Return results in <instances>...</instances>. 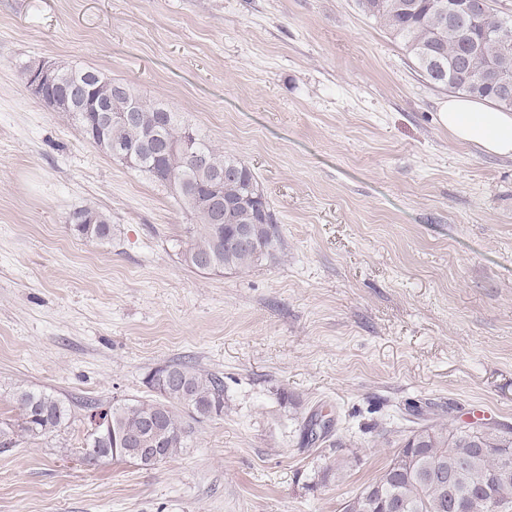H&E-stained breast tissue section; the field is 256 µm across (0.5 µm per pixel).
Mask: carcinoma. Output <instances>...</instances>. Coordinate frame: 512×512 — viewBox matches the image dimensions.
Wrapping results in <instances>:
<instances>
[{
	"label": "carcinoma",
	"mask_w": 512,
	"mask_h": 512,
	"mask_svg": "<svg viewBox=\"0 0 512 512\" xmlns=\"http://www.w3.org/2000/svg\"><path fill=\"white\" fill-rule=\"evenodd\" d=\"M437 0H357L360 11L380 22L400 41L421 77L435 88L488 99L512 110L499 99L497 77L512 73V43L500 40L492 30L512 27V16L500 14L478 26L451 23L439 11ZM60 79L68 84L86 81L94 72L57 64ZM112 80L102 73L91 83V96L109 106L116 119L88 128L97 113H72L85 138L106 153L115 146L126 150L125 163L167 186L173 198L190 216L186 227L189 246L182 253L188 266L202 273L249 270L278 250L277 217L250 166L235 155L216 148L198 129L180 120L178 113L158 101L146 100L130 85L117 94ZM137 119L126 122L117 116L131 107ZM159 112L169 113L164 125L156 124ZM160 140L177 146L163 157L148 148ZM221 183L224 200L235 203L230 223L214 224L208 211L195 204V192L213 182ZM86 224L73 230L85 239L112 238V224L97 209L85 206ZM249 231L255 241L250 249L226 244L233 230ZM147 383L159 394L148 401L124 402L104 410L93 402L84 404L94 422L87 438L84 458H128L141 466L155 462L141 456L127 443L131 435L160 441L163 459L183 447L187 430L173 404L198 416L224 413V381L202 372L188 362H173L154 369ZM20 411V430L30 437L58 431L70 418V408L44 390L21 389L13 394ZM161 420L157 431L146 429L148 419ZM458 512H499L512 506V431L485 426L466 430L460 426L426 425L410 431L393 452L382 476L346 501L342 512H449L450 502Z\"/></svg>",
	"instance_id": "obj_1"
}]
</instances>
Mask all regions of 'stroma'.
I'll return each mask as SVG.
<instances>
[{"label":"stroma","mask_w":512,"mask_h":512,"mask_svg":"<svg viewBox=\"0 0 512 512\" xmlns=\"http://www.w3.org/2000/svg\"><path fill=\"white\" fill-rule=\"evenodd\" d=\"M43 59L247 162L275 258L188 267L170 190L31 94ZM448 97L357 0H0V512H341L417 422L512 429V158L454 141ZM172 361L223 376V415L154 466L82 459L84 403L155 399ZM21 388L69 426L22 433ZM81 214L87 213L89 221L87 224H72L77 235L85 239L98 241L110 240L112 238V224L109 219L97 209L85 206L79 208Z\"/></svg>","instance_id":"1"}]
</instances>
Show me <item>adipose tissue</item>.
<instances>
[{
  "label": "adipose tissue",
  "mask_w": 512,
  "mask_h": 512,
  "mask_svg": "<svg viewBox=\"0 0 512 512\" xmlns=\"http://www.w3.org/2000/svg\"><path fill=\"white\" fill-rule=\"evenodd\" d=\"M449 133L459 142L473 144L485 153L512 157V112L487 100L449 98L441 112Z\"/></svg>",
  "instance_id": "adipose-tissue-1"
}]
</instances>
